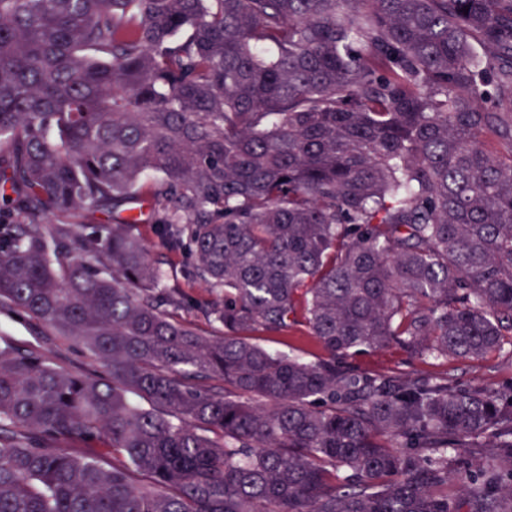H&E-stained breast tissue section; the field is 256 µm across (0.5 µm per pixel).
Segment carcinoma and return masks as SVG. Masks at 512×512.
Instances as JSON below:
<instances>
[{"mask_svg":"<svg viewBox=\"0 0 512 512\" xmlns=\"http://www.w3.org/2000/svg\"><path fill=\"white\" fill-rule=\"evenodd\" d=\"M0 315L107 368L0 344V512H512V386L342 365L512 351V0H0ZM140 233L142 234L145 241L151 247L153 254L156 257L166 260L168 265L164 268L169 270L170 266L174 267V272L177 275L179 281L183 284V287L189 290L194 296L199 298H210L211 296L205 291L202 285L196 283L193 285L184 284V280L181 276V270L184 267H191L195 264V258L190 255H184L181 253H172L165 246L162 245L161 241L153 235L148 224H141L139 227ZM252 341L261 344L265 348L291 356L298 355L305 361H316L325 357L326 353L316 340L302 332L290 333L288 336L274 333L259 332L251 336Z\"/></svg>","mask_w":512,"mask_h":512,"instance_id":"1","label":"carcinoma"}]
</instances>
